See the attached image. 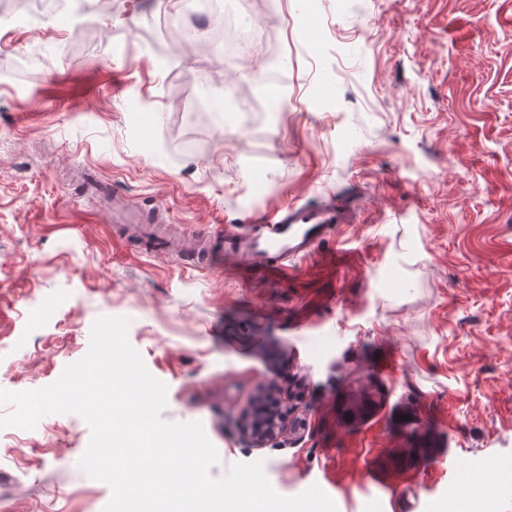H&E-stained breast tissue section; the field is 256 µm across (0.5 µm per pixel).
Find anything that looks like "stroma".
Returning <instances> with one entry per match:
<instances>
[{
    "instance_id": "35a3bbf8",
    "label": "stroma",
    "mask_w": 512,
    "mask_h": 512,
    "mask_svg": "<svg viewBox=\"0 0 512 512\" xmlns=\"http://www.w3.org/2000/svg\"><path fill=\"white\" fill-rule=\"evenodd\" d=\"M41 2L0 24V66L21 65L0 81V389L53 384L126 316L211 477L259 461L337 512H455L467 472L512 512V0H248L284 73L241 85L272 103L249 127L209 77L249 64L176 51L173 0ZM90 175L189 237L287 203L352 221L278 276L201 272L124 237ZM40 423L0 435V512H103L87 423Z\"/></svg>"
}]
</instances>
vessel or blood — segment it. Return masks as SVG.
<instances>
[{
	"mask_svg": "<svg viewBox=\"0 0 512 512\" xmlns=\"http://www.w3.org/2000/svg\"><path fill=\"white\" fill-rule=\"evenodd\" d=\"M130 231L145 236L149 225L166 224L165 208L141 214L127 213ZM349 213L330 202L319 207L286 204L272 213L252 217L250 231L232 230L208 236L209 253L225 255L245 269L277 273L289 260L311 255L317 242L331 233L335 225L349 223ZM148 236V235H147Z\"/></svg>",
	"mask_w": 512,
	"mask_h": 512,
	"instance_id": "1",
	"label": "vessel or blood"
}]
</instances>
